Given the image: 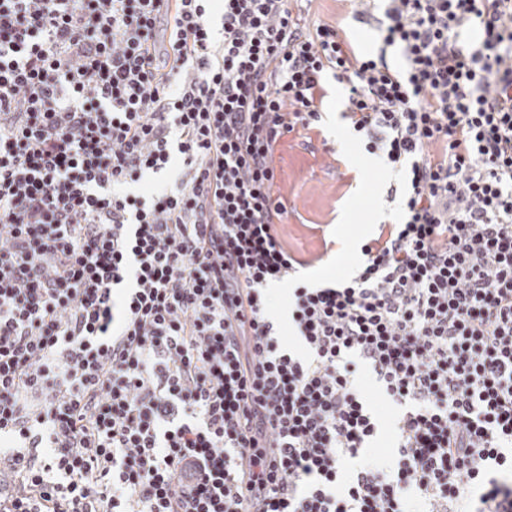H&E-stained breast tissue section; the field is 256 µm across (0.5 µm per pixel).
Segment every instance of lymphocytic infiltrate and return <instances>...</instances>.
<instances>
[{
  "label": "lymphocytic infiltrate",
  "instance_id": "1",
  "mask_svg": "<svg viewBox=\"0 0 512 512\" xmlns=\"http://www.w3.org/2000/svg\"><path fill=\"white\" fill-rule=\"evenodd\" d=\"M384 23L405 69L288 0H224L218 38L205 0H0V512H512V0ZM328 72L408 189L310 286L274 154ZM361 365L405 410L349 472ZM182 163V156L176 151L173 152L171 162L165 170L147 177L142 185H130L126 188V192H133L148 197L152 190H170L175 185Z\"/></svg>",
  "mask_w": 512,
  "mask_h": 512
}]
</instances>
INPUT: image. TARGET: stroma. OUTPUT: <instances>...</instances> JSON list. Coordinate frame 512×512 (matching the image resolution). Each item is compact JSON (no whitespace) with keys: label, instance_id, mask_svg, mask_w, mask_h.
Here are the masks:
<instances>
[{"label":"stroma","instance_id":"1","mask_svg":"<svg viewBox=\"0 0 512 512\" xmlns=\"http://www.w3.org/2000/svg\"><path fill=\"white\" fill-rule=\"evenodd\" d=\"M309 24L336 23L360 51H385L388 61L402 65L396 49H384V33L376 21H364L355 0H304ZM313 128H296L281 141L275 162L287 212L283 222L288 243L303 252H319L323 260L303 270L305 282L325 285L343 280L359 266L362 246L379 225L401 218L404 183L378 155L365 151L343 117L346 91L333 77L325 79ZM357 388L378 421L372 452L390 461L396 452L394 423L401 405L389 398L368 369H360Z\"/></svg>","mask_w":512,"mask_h":512}]
</instances>
